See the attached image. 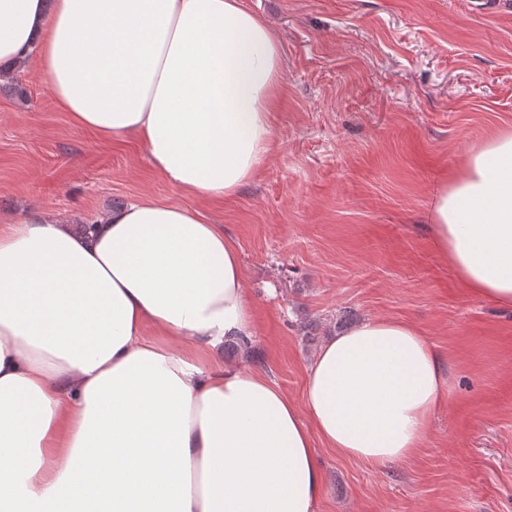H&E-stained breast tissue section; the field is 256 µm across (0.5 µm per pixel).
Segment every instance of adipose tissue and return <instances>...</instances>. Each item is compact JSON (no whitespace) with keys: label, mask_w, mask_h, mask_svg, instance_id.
I'll list each match as a JSON object with an SVG mask.
<instances>
[{"label":"adipose tissue","mask_w":512,"mask_h":512,"mask_svg":"<svg viewBox=\"0 0 512 512\" xmlns=\"http://www.w3.org/2000/svg\"><path fill=\"white\" fill-rule=\"evenodd\" d=\"M21 60L76 126L136 138L194 198L234 196L276 137L280 44L239 0H0V64ZM430 219L464 288L511 306L512 128L449 172ZM253 319L237 247L188 208L0 226V512H315L317 445L373 468L420 454L446 381L419 327L335 336L297 404L215 362Z\"/></svg>","instance_id":"1"}]
</instances>
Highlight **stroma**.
<instances>
[{
    "label": "stroma",
    "mask_w": 512,
    "mask_h": 512,
    "mask_svg": "<svg viewBox=\"0 0 512 512\" xmlns=\"http://www.w3.org/2000/svg\"><path fill=\"white\" fill-rule=\"evenodd\" d=\"M275 32L276 139L228 199L160 176L134 138L75 127L44 79L0 82V225L40 210L96 222L148 196L223 225L255 312L248 351L302 402L329 338L373 317L419 326L449 390L412 461L317 450L315 512H512V306L470 296L434 247L433 200L493 130L512 128V0H241Z\"/></svg>",
    "instance_id": "obj_1"
}]
</instances>
